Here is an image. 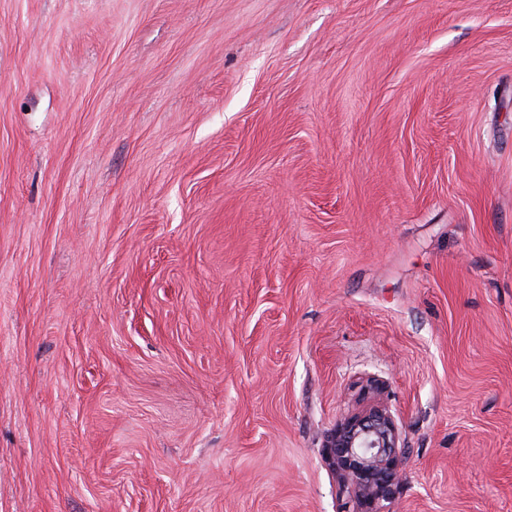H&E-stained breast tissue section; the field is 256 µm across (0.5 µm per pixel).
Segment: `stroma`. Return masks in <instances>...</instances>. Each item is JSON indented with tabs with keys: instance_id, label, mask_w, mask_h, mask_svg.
Here are the masks:
<instances>
[{
	"instance_id": "stroma-1",
	"label": "stroma",
	"mask_w": 512,
	"mask_h": 512,
	"mask_svg": "<svg viewBox=\"0 0 512 512\" xmlns=\"http://www.w3.org/2000/svg\"><path fill=\"white\" fill-rule=\"evenodd\" d=\"M512 512V0H0V512ZM385 385L369 378L365 391L370 401L338 422L324 445L339 485L355 499V512H384L399 483L405 451L395 416L377 399Z\"/></svg>"
}]
</instances>
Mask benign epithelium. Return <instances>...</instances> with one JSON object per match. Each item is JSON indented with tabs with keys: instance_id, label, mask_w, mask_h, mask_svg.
Masks as SVG:
<instances>
[{
	"instance_id": "obj_1",
	"label": "benign epithelium",
	"mask_w": 512,
	"mask_h": 512,
	"mask_svg": "<svg viewBox=\"0 0 512 512\" xmlns=\"http://www.w3.org/2000/svg\"><path fill=\"white\" fill-rule=\"evenodd\" d=\"M385 382L371 377L369 402L334 426L325 441V455L341 488L355 499V512H384L399 483L405 451L399 425L377 396Z\"/></svg>"
}]
</instances>
